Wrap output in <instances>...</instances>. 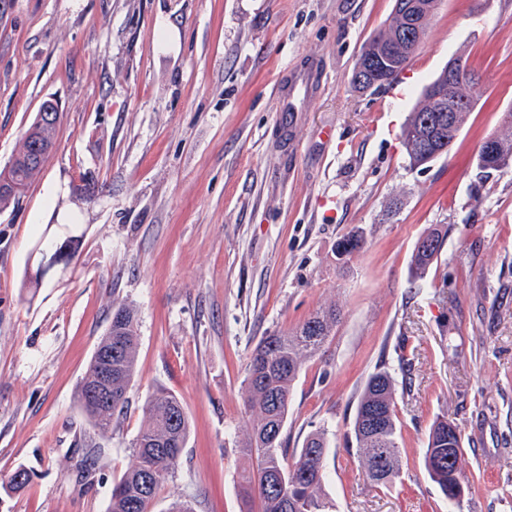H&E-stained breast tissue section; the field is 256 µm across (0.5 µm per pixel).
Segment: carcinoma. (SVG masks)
<instances>
[{
	"label": "carcinoma",
	"mask_w": 512,
	"mask_h": 512,
	"mask_svg": "<svg viewBox=\"0 0 512 512\" xmlns=\"http://www.w3.org/2000/svg\"><path fill=\"white\" fill-rule=\"evenodd\" d=\"M418 11L407 9L411 2ZM439 0H394L390 22L369 38L351 75L358 91L391 84L406 67L415 50L410 41L422 42ZM396 50L392 64L379 67L383 44ZM435 105L427 94L408 114L402 129L406 156L427 164L437 151L447 154L464 127L472 109L449 113V119L437 124ZM51 130L40 125L39 118L23 132L26 140H47ZM477 168L482 173H507L512 170V132L494 141L492 152H479ZM42 166L17 159L10 168L0 171V179L9 189L0 191V208L18 199L24 189L41 172ZM431 241L423 250L415 245L411 270L421 279L441 255L445 238L437 228L425 235ZM42 245L34 247L41 255L38 276L44 277L59 265H68L75 257L81 237L72 234L70 225L41 237ZM364 243L363 232L355 231L340 239L336 259L345 261ZM341 312L330 305L316 310L302 324L291 330L276 331L261 337L252 349L246 368L248 392L246 414L250 431L242 442L241 452L248 461L244 494L260 502V512H324L319 491L325 480V461L329 453L327 431L309 434L293 462L283 451L282 432L288 418L290 398L303 365L316 356L332 335ZM138 319L130 307L112 306V315L76 391V401L88 422L100 433L116 428L128 404V390L137 367ZM112 355V378L106 394L99 400H87L90 391L102 385L103 357ZM145 424L133 443L134 460L112 485L108 512H151L160 485L180 462L190 433L188 415L182 402L172 393L160 389L144 404ZM351 434L359 449L360 461L378 487H386L400 477V425L396 414V384L391 369L382 367L372 373L360 393ZM463 450L462 431L447 418L437 419L429 429L423 457L431 480L449 502L457 504L454 487L464 481L460 467ZM30 481L24 466L15 469L6 492L18 493Z\"/></svg>",
	"instance_id": "obj_1"
}]
</instances>
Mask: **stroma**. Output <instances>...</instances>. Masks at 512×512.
I'll return each mask as SVG.
<instances>
[{
    "label": "stroma",
    "instance_id": "1",
    "mask_svg": "<svg viewBox=\"0 0 512 512\" xmlns=\"http://www.w3.org/2000/svg\"><path fill=\"white\" fill-rule=\"evenodd\" d=\"M393 0H0V168L41 103L63 112L56 146L0 209V483L31 473L0 512H107L157 389L191 432L153 512H257L246 466L249 353L262 336L336 303V334L303 367L283 429L288 458L326 428V512H512V172L483 174L480 143L512 119V0H441L397 82L350 78ZM482 80L449 156L409 163L400 130L451 57ZM320 58L294 131L279 80ZM79 215L67 269L36 278L32 248ZM445 247L413 278L417 241ZM362 229L347 264L336 243ZM139 318L120 426L86 421L76 389L113 302ZM412 362L400 366V355ZM395 371L402 473L376 488L344 439L367 378ZM464 436V494L449 505L422 464L431 424ZM102 447L85 473L87 442Z\"/></svg>",
    "mask_w": 512,
    "mask_h": 512
}]
</instances>
